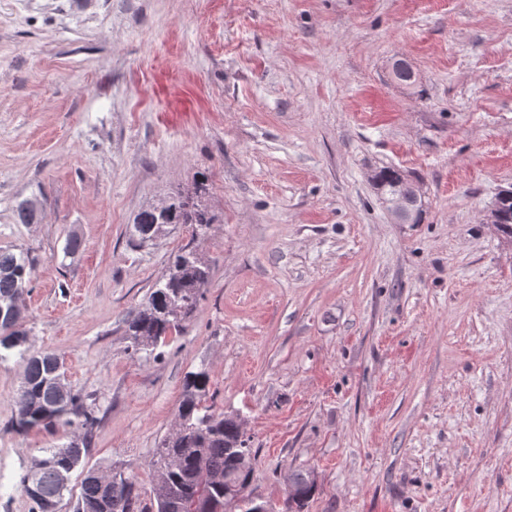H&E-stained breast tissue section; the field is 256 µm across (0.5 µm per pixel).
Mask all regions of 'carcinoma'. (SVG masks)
<instances>
[{"mask_svg":"<svg viewBox=\"0 0 512 512\" xmlns=\"http://www.w3.org/2000/svg\"><path fill=\"white\" fill-rule=\"evenodd\" d=\"M394 78L404 84L415 82L412 66L398 60ZM374 182L385 199L407 198L412 183L396 168L383 167L375 172ZM22 224H33L38 217L35 203L23 200L15 208ZM214 222V216L202 205L178 196L168 213L153 208L140 212L135 220L139 239L156 224H188L192 238ZM498 230L512 238V201L503 204ZM192 250L183 247L170 256L162 279L147 299L127 320L126 336L136 352H154L167 339L182 330L196 307L200 288L208 281L210 268L191 258ZM33 263L24 252L0 250V303L24 295L31 280ZM25 315L0 321V360L16 352L24 363V374L16 397L14 425L20 432L35 427L49 428L59 423H77L80 443L44 448L30 459L22 475V485L31 502V512H43L46 501L60 502L71 492L67 478L82 465L100 418L94 407L71 388H62L65 369H57L58 357L48 351L30 352L26 347ZM209 375L189 372L183 383L174 428L157 444L151 467L155 486H164L167 497H153L142 503L133 477L119 470L107 484L89 470L81 484L74 512H253L252 498L245 494L251 479V449L239 457L241 440L234 420L206 405ZM229 476L232 485L214 481V476ZM288 482L305 489L302 498H292L302 509L317 489L312 470L297 469Z\"/></svg>","mask_w":512,"mask_h":512,"instance_id":"1","label":"carcinoma"}]
</instances>
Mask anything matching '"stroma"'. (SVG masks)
<instances>
[{
  "label": "stroma",
  "instance_id": "1",
  "mask_svg": "<svg viewBox=\"0 0 512 512\" xmlns=\"http://www.w3.org/2000/svg\"><path fill=\"white\" fill-rule=\"evenodd\" d=\"M409 62L416 82L395 81ZM417 180L421 223L372 181ZM512 0H11L0 9V249L28 253L32 350L100 422L85 470L151 492L188 372L240 419L250 497L291 512H512ZM194 193L214 216L138 243L136 216ZM39 205L34 224L18 201ZM77 254L64 257L71 235ZM210 267L160 356L126 320L170 256ZM24 365L0 360V512L40 449L17 432ZM373 179L383 198L387 199L385 202L390 205L393 215L401 223L407 210L406 202L388 199L409 197L412 183L393 167L380 168ZM312 471L311 469H297L291 471V473L288 475V482L294 483L297 485H301L305 489V493L302 498L297 499L293 496H291V500L295 503L296 508L298 512L303 511L301 510L305 504L308 502V500L314 496L315 491L317 489L316 482L312 478Z\"/></svg>",
  "mask_w": 512,
  "mask_h": 512
}]
</instances>
